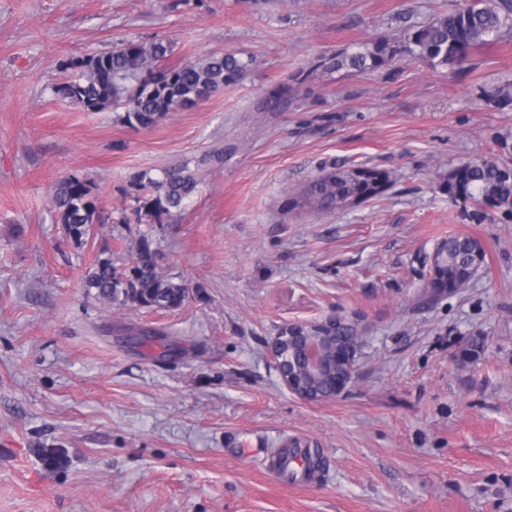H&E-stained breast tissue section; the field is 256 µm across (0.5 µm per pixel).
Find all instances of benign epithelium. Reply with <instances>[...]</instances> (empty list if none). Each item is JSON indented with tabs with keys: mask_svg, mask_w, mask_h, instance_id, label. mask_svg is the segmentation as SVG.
<instances>
[{
	"mask_svg": "<svg viewBox=\"0 0 512 512\" xmlns=\"http://www.w3.org/2000/svg\"><path fill=\"white\" fill-rule=\"evenodd\" d=\"M340 320L341 317L334 315L320 321L292 323L272 341L270 353L282 384L290 393L304 401H313L304 389V382L312 378L331 379L330 393L326 396L329 400L342 394L355 376L359 337L351 336L346 341L329 347L317 336L296 335L300 328L312 330Z\"/></svg>",
	"mask_w": 512,
	"mask_h": 512,
	"instance_id": "1",
	"label": "benign epithelium"
}]
</instances>
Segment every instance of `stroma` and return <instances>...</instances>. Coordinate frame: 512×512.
Wrapping results in <instances>:
<instances>
[{"label":"stroma","instance_id":"1","mask_svg":"<svg viewBox=\"0 0 512 512\" xmlns=\"http://www.w3.org/2000/svg\"><path fill=\"white\" fill-rule=\"evenodd\" d=\"M459 2L0 0V512H512V220H471L442 190L463 162H512V106L483 98L512 84V29L460 67L402 52L300 76ZM156 37L174 64L220 51L247 67L148 129L57 94L62 60ZM283 83L288 106L263 109ZM217 147L223 166H201ZM343 162L393 182L350 210L289 209ZM181 163L200 192L160 222L97 224L78 246L49 208L74 173L117 218L137 176ZM451 234L487 261L448 295L425 282ZM143 237L187 288L181 308L83 288L102 250L121 266ZM328 315L359 321V366L310 403L270 345ZM142 328L164 335L142 345ZM297 439L321 467L271 477L261 454Z\"/></svg>","mask_w":512,"mask_h":512}]
</instances>
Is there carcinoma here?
<instances>
[{
  "label": "carcinoma",
  "mask_w": 512,
  "mask_h": 512,
  "mask_svg": "<svg viewBox=\"0 0 512 512\" xmlns=\"http://www.w3.org/2000/svg\"><path fill=\"white\" fill-rule=\"evenodd\" d=\"M512 20V0H466L428 21L404 29L396 38L380 37L356 48L317 59L312 70L374 71L407 47L411 56L434 66L461 65L468 54L490 42ZM173 47L156 38L149 42L121 40L106 52L78 60H65L61 69L71 75L56 93L78 108L95 112L124 108L121 120L139 128L156 125L177 109L197 105L235 83L246 64L232 53H213L197 62L168 63ZM488 101L512 103V85L486 91ZM391 181L388 173L361 164H334L291 193L288 206L340 211L382 195ZM146 194L136 199L133 214L160 219L180 210L199 191L200 178L188 165L164 168L151 177L136 179ZM448 200L480 221L488 208L512 219V167L494 157L458 165L442 185ZM52 207L65 234L77 245L84 243L102 211L92 183L75 174L61 178L52 195ZM478 241L469 235H450L442 240L435 264L448 276V292L465 287L481 268ZM84 287L110 302L122 301L158 310H174L187 299L186 289L166 278L158 265V252L143 237L133 247L130 261L117 267L112 255L97 258L85 275Z\"/></svg>",
  "instance_id": "1"
}]
</instances>
